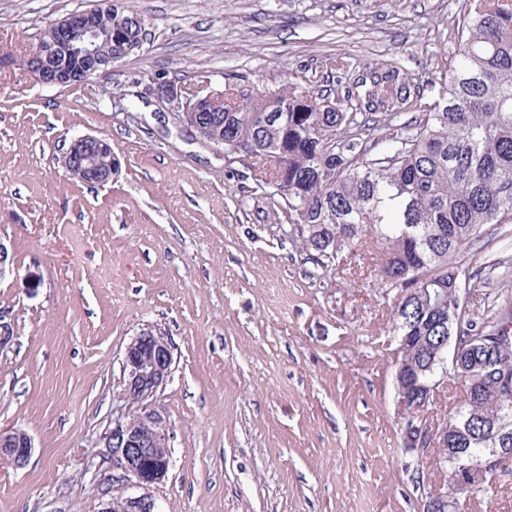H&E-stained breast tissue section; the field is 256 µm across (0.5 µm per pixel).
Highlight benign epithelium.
I'll return each instance as SVG.
<instances>
[{
    "label": "benign epithelium",
    "mask_w": 512,
    "mask_h": 512,
    "mask_svg": "<svg viewBox=\"0 0 512 512\" xmlns=\"http://www.w3.org/2000/svg\"><path fill=\"white\" fill-rule=\"evenodd\" d=\"M55 40L53 49L64 52L68 67L61 68L48 63L49 53L40 47L26 51V72L45 86H63L75 79L85 82L93 77L89 66L96 72L112 68V55L103 54V45H112V26L98 28L88 18V12H72L51 22ZM154 96L180 110L184 107L182 90L168 81H154ZM112 147L93 135L79 136L71 141L63 156V165L69 174H77L89 184H105L112 180L119 168L118 159L100 163L91 160L92 153ZM14 316L8 311L0 312V351L11 347L14 341ZM173 354L168 340L144 330L136 335L125 348L122 369L125 372L122 399L143 404L142 412L133 417H120L112 422L100 436L105 448L106 469L112 472V485L101 493L100 512H158V505L146 492L150 486L161 482L171 464L168 450L167 422L162 414L151 407L147 400L169 381L172 372ZM409 373L402 366L396 367L398 403L403 413V435L409 450L422 452L429 461L438 459V453L446 433L448 420L442 418L427 424L420 419L430 404L436 387H424L421 394L410 393ZM30 436L22 430L0 431V454L9 457L14 464L23 466L32 453ZM490 458L482 468L490 478L512 465V454L498 448L489 449ZM468 465L449 477V483L434 484L433 492L447 486L451 493H443L439 500L430 501V509L443 502H450L454 512H464L467 506Z\"/></svg>",
    "instance_id": "benign-epithelium-1"
}]
</instances>
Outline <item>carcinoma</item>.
Returning <instances> with one entry per match:
<instances>
[{
  "mask_svg": "<svg viewBox=\"0 0 512 512\" xmlns=\"http://www.w3.org/2000/svg\"><path fill=\"white\" fill-rule=\"evenodd\" d=\"M134 16L125 0H112V56L120 60L138 52ZM460 24L457 54L433 102L392 59L365 65L355 92L338 102L293 82L248 97L230 84L214 96L219 106L202 114L192 97L178 113L207 117L213 137L249 149L258 180L274 188L272 206L288 214L317 260L367 238L376 243L374 272L395 292V328L408 337L413 384L446 375L473 391L448 421L440 459L447 475L481 448L512 449V397L495 383L512 380V346L498 345L512 305L478 320L462 312L457 262L484 225L512 218V0H466ZM405 112L411 120L385 135L378 121L358 120ZM457 321L474 344L453 368L436 342ZM507 482L512 470L492 483L475 469L468 494L487 496Z\"/></svg>",
  "mask_w": 512,
  "mask_h": 512,
  "instance_id": "carcinoma-1",
  "label": "carcinoma"
}]
</instances>
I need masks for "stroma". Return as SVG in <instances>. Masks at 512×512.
Masks as SVG:
<instances>
[{
	"instance_id": "stroma-1",
	"label": "stroma",
	"mask_w": 512,
	"mask_h": 512,
	"mask_svg": "<svg viewBox=\"0 0 512 512\" xmlns=\"http://www.w3.org/2000/svg\"><path fill=\"white\" fill-rule=\"evenodd\" d=\"M103 0H0V49L21 54L47 21ZM140 53L77 86L0 69V430L32 439L0 456V512H98L99 436L141 404L114 397L141 330L172 346L152 399L172 466L150 487L160 512H421L395 385L393 297L373 253L317 262L270 206L247 162H225L159 116L148 86L220 94L296 81L338 99L324 65L398 60L425 98L458 49L464 0H127ZM82 135L120 162L104 185L66 174ZM467 307L512 301V220L484 226L460 258ZM30 436L22 430L0 431V454L9 457L17 466H23L32 453Z\"/></svg>"
}]
</instances>
